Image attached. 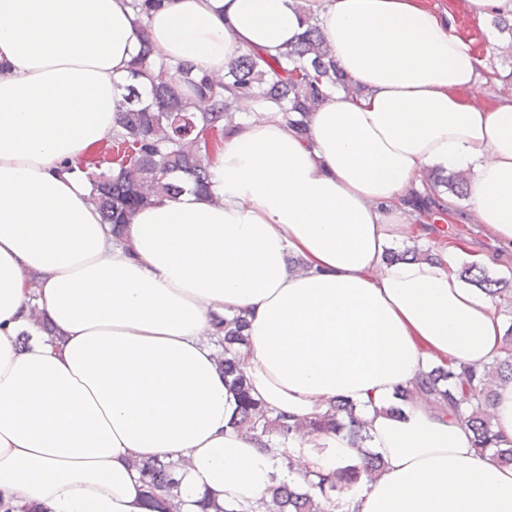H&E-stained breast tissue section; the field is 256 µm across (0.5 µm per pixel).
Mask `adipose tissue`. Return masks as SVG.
<instances>
[{
  "mask_svg": "<svg viewBox=\"0 0 512 512\" xmlns=\"http://www.w3.org/2000/svg\"><path fill=\"white\" fill-rule=\"evenodd\" d=\"M128 2L0 0V504L143 512L131 462L162 458L185 465L181 512L248 505L284 464L303 487L371 450L382 466L345 491L354 512H512V465L474 448L447 405L390 410L432 365L502 356L503 302L447 254L386 258L433 167L470 171L485 234L512 246V101L466 98L481 61L419 0H313L363 93L331 94L303 138L277 113L243 120L209 194L160 198L117 242L78 160L111 136L141 36L221 72L305 29L300 0H165L142 33ZM33 305L60 336L22 348ZM242 310L253 395L291 420L350 400L364 447L319 434L266 452L231 427L213 325Z\"/></svg>",
  "mask_w": 512,
  "mask_h": 512,
  "instance_id": "obj_1",
  "label": "adipose tissue"
}]
</instances>
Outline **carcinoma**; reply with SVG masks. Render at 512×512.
Returning a JSON list of instances; mask_svg holds the SVG:
<instances>
[{"mask_svg":"<svg viewBox=\"0 0 512 512\" xmlns=\"http://www.w3.org/2000/svg\"><path fill=\"white\" fill-rule=\"evenodd\" d=\"M165 0H130L141 33H146L151 15ZM122 102L114 119L107 144L80 161L92 181L90 202L104 221L118 234L133 214L159 196L175 197L181 184L192 183L201 192L210 189V168L221 150L224 138L244 117L253 116L260 105L282 114L299 135L306 134V118L325 101L328 92L342 90L361 93L360 86L340 70L333 51L316 23H308L302 39L272 56L262 49H251L215 75L190 63H171L147 37L134 57L129 75L119 85ZM470 176L465 172L445 174L427 169L407 195L415 220L431 219L446 210V195L468 196ZM459 276L492 298L506 299L512 284L492 278L482 267L467 265ZM221 351L217 356L224 381L234 391L238 412L233 425L273 450L269 437L278 444L308 434L347 433L359 447L368 438L364 423L353 407L338 401L329 411L309 419L288 421L271 418L265 404L252 393L236 352L248 344V321L238 315L220 319ZM505 356L480 368L464 366L462 373L478 399L460 410L451 383L453 372L441 365L431 369L413 387L400 392L404 399H441L448 402L472 434L473 445L490 450L504 465H512V447H499L498 435L487 417V406L495 387L512 383V322L502 336ZM144 485L146 512H177L179 493L177 471L180 464L162 460H135ZM360 470L343 468L334 477H322L315 484L319 494L302 491L281 482L255 506L221 508L209 499L199 501L201 512H351L343 501L346 489L358 481Z\"/></svg>","mask_w":512,"mask_h":512,"instance_id":"obj_1","label":"carcinoma"}]
</instances>
